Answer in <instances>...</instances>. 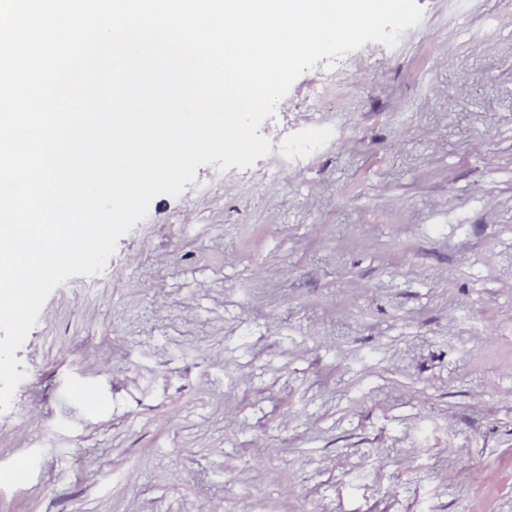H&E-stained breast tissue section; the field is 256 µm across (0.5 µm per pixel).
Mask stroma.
Returning a JSON list of instances; mask_svg holds the SVG:
<instances>
[{"instance_id":"1","label":"stroma","mask_w":512,"mask_h":512,"mask_svg":"<svg viewBox=\"0 0 512 512\" xmlns=\"http://www.w3.org/2000/svg\"><path fill=\"white\" fill-rule=\"evenodd\" d=\"M417 2L53 289L0 512H512V0Z\"/></svg>"}]
</instances>
